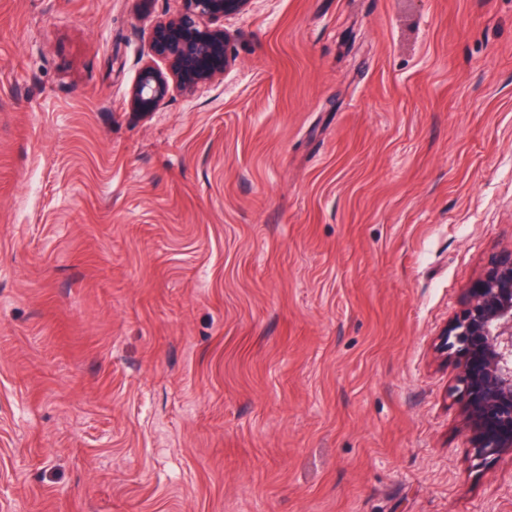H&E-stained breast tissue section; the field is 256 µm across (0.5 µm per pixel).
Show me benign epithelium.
<instances>
[{
  "instance_id": "1",
  "label": "benign epithelium",
  "mask_w": 512,
  "mask_h": 512,
  "mask_svg": "<svg viewBox=\"0 0 512 512\" xmlns=\"http://www.w3.org/2000/svg\"><path fill=\"white\" fill-rule=\"evenodd\" d=\"M171 18L151 32L153 54L167 66L147 63L131 90L133 106L153 112L174 92L191 97L234 61L235 34L224 19L247 11L254 0H179ZM440 349L459 370L455 393L464 428L481 463L512 452V253L497 261L470 289L462 311L441 335Z\"/></svg>"
}]
</instances>
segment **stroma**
<instances>
[{"label": "stroma", "mask_w": 512, "mask_h": 512, "mask_svg": "<svg viewBox=\"0 0 512 512\" xmlns=\"http://www.w3.org/2000/svg\"><path fill=\"white\" fill-rule=\"evenodd\" d=\"M0 0V512H512L440 335L512 252V0ZM179 11L155 24L151 32L153 54L167 66L145 64L131 90L133 106L153 112L174 92L194 96L210 86L234 61L235 34L224 19L247 11L255 0H176Z\"/></svg>", "instance_id": "stroma-1"}]
</instances>
